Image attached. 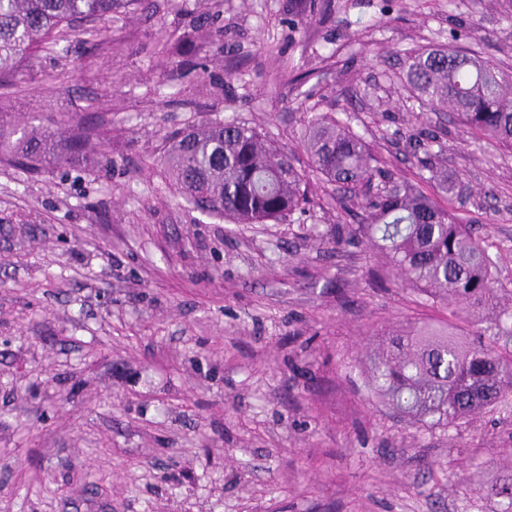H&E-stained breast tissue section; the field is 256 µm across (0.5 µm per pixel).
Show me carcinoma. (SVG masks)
Here are the masks:
<instances>
[{
	"label": "carcinoma",
	"mask_w": 512,
	"mask_h": 512,
	"mask_svg": "<svg viewBox=\"0 0 512 512\" xmlns=\"http://www.w3.org/2000/svg\"><path fill=\"white\" fill-rule=\"evenodd\" d=\"M114 0H0V86L24 62L62 40L78 20L101 23ZM400 79L429 112H451L479 141L512 148V76L475 52L432 46L404 56ZM87 132L62 123L22 134L13 157L37 164L48 155L70 163L84 153ZM303 145L310 173H300L255 129L234 121L177 132L159 164L194 207L237 224H266L305 210L310 177L336 186L343 200H362L365 223L336 228V244L368 240L382 258L379 281L418 292L443 313L410 319L370 355L366 384L376 401L429 432L460 431L484 411L512 408V304L498 288L486 240L430 195L388 176L350 122L318 114ZM436 135L415 140L413 156L452 197L460 182L434 167ZM512 512V469L495 488Z\"/></svg>",
	"instance_id": "1"
}]
</instances>
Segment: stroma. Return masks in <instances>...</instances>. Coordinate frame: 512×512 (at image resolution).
I'll return each instance as SVG.
<instances>
[{"mask_svg": "<svg viewBox=\"0 0 512 512\" xmlns=\"http://www.w3.org/2000/svg\"><path fill=\"white\" fill-rule=\"evenodd\" d=\"M117 0L0 87L7 129L74 118L70 166L0 156V512H494L469 482L512 466V414L420 433L368 401L371 334L437 316L377 287L331 184L270 224L188 205L158 164L175 131L235 121L306 170L314 114L349 120L393 178L413 135L464 184L447 199L512 290V149L447 114L418 121L404 53L476 50L512 68V0ZM230 51H223V44Z\"/></svg>", "mask_w": 512, "mask_h": 512, "instance_id": "35a3bbf8", "label": "stroma"}]
</instances>
